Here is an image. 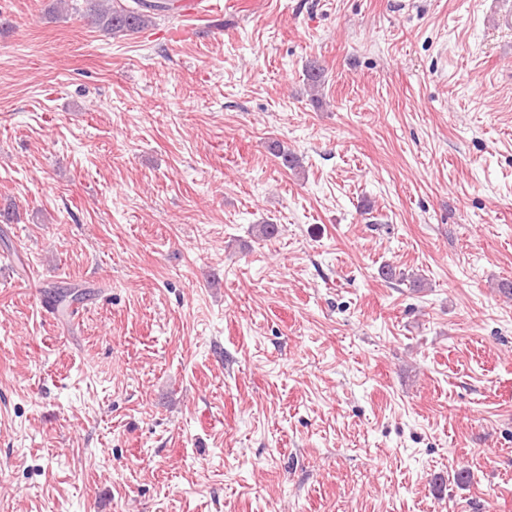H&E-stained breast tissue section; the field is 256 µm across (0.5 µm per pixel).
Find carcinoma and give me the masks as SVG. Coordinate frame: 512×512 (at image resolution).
Segmentation results:
<instances>
[{"mask_svg":"<svg viewBox=\"0 0 512 512\" xmlns=\"http://www.w3.org/2000/svg\"><path fill=\"white\" fill-rule=\"evenodd\" d=\"M91 23L114 37L138 33L154 24L157 12H167L165 0H125L112 6L105 0H85Z\"/></svg>","mask_w":512,"mask_h":512,"instance_id":"carcinoma-1","label":"carcinoma"}]
</instances>
